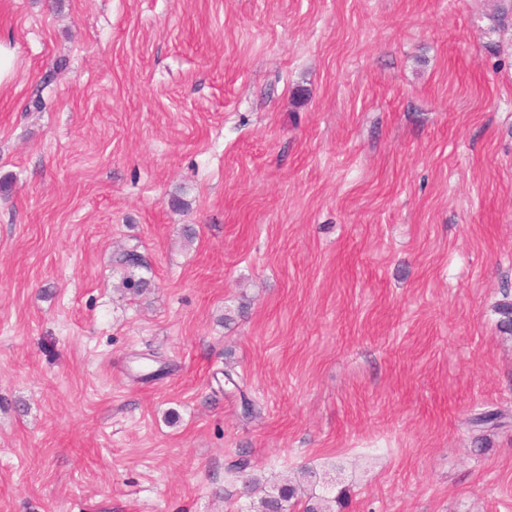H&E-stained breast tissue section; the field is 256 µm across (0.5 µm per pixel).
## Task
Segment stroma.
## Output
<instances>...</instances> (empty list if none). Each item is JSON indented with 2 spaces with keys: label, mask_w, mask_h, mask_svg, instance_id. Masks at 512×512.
I'll list each match as a JSON object with an SVG mask.
<instances>
[{
  "label": "stroma",
  "mask_w": 512,
  "mask_h": 512,
  "mask_svg": "<svg viewBox=\"0 0 512 512\" xmlns=\"http://www.w3.org/2000/svg\"><path fill=\"white\" fill-rule=\"evenodd\" d=\"M501 5L0 0V512H512ZM296 489L288 479L274 485L271 492L260 499L258 511L273 512L272 510L276 507L286 510V504L294 497Z\"/></svg>",
  "instance_id": "obj_1"
}]
</instances>
